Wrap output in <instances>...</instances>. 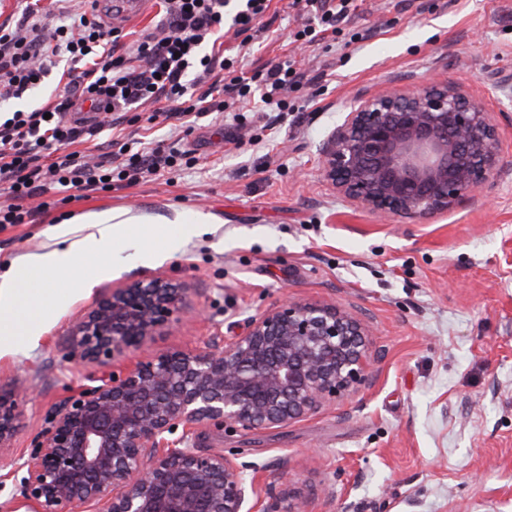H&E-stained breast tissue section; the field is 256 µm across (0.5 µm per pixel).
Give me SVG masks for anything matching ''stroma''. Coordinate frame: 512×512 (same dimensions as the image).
Instances as JSON below:
<instances>
[{"label":"stroma","mask_w":512,"mask_h":512,"mask_svg":"<svg viewBox=\"0 0 512 512\" xmlns=\"http://www.w3.org/2000/svg\"><path fill=\"white\" fill-rule=\"evenodd\" d=\"M298 17L279 13L280 37L245 71L294 59L309 83L294 112H204L178 131L127 113L84 154L177 139L192 164L133 186L57 192L35 223L0 229V277L13 262L54 249L53 227L113 209L140 228L182 240L154 262L119 247L109 275L83 260L89 289L53 308L33 338L0 354V389L21 415L0 450V512L20 496L16 461L51 411L86 382L72 326L135 280L186 284L191 308L135 357L223 348L251 318L283 300L356 311L369 329L372 376L314 415L274 429L196 428L195 448L237 452L261 490L308 498L311 512H512V0H362L336 35L340 50L289 45ZM452 84L490 113L502 172L454 210L411 222L381 217L336 195L319 146L360 97ZM208 215L206 224L177 216Z\"/></svg>","instance_id":"35a3bbf8"}]
</instances>
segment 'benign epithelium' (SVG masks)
<instances>
[{"instance_id": "obj_1", "label": "benign epithelium", "mask_w": 512, "mask_h": 512, "mask_svg": "<svg viewBox=\"0 0 512 512\" xmlns=\"http://www.w3.org/2000/svg\"><path fill=\"white\" fill-rule=\"evenodd\" d=\"M336 193L416 221L453 210L502 170L488 112L450 84L361 98L322 143ZM191 309L189 288L157 277L117 288L73 328L72 356L97 367L20 456L26 512H307L297 496L261 497L254 465L179 447L174 429L288 425L356 391L371 374L367 327L351 310L286 300L218 352L173 351L111 370ZM20 415L0 391V447Z\"/></svg>"}]
</instances>
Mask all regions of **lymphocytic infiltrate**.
<instances>
[{"instance_id": "1", "label": "lymphocytic infiltrate", "mask_w": 512, "mask_h": 512, "mask_svg": "<svg viewBox=\"0 0 512 512\" xmlns=\"http://www.w3.org/2000/svg\"><path fill=\"white\" fill-rule=\"evenodd\" d=\"M271 3L240 0L230 16L229 0H161L160 24L131 44L121 28L103 24L98 0H84L77 20L51 31L41 26L34 8L15 27L0 25L1 102L21 98L49 71L59 72L54 103L18 109L0 120V190L10 198L0 206V224L33 223L36 212L23 202L48 190L103 189L112 175L132 185L176 163L179 151L161 144L118 163L105 158L78 162L72 147L84 132L116 128L120 113L147 105L153 116L178 120L190 112L214 111L217 90L243 103L259 97L266 112L287 111L286 93L306 81L294 60L257 68L246 77L237 74L238 59L227 55L223 42L229 24L242 37L239 50H249L245 35L264 29ZM286 6L304 19L293 42L308 48L356 9L353 0H287ZM205 82L209 91L196 93ZM86 102L102 116L88 127L69 117Z\"/></svg>"}]
</instances>
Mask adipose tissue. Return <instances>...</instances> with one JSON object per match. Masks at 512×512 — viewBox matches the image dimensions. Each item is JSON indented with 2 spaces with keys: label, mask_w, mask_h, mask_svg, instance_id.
<instances>
[{
  "label": "adipose tissue",
  "mask_w": 512,
  "mask_h": 512,
  "mask_svg": "<svg viewBox=\"0 0 512 512\" xmlns=\"http://www.w3.org/2000/svg\"><path fill=\"white\" fill-rule=\"evenodd\" d=\"M88 233L79 240H70L68 228L59 227L55 236L65 246L48 253L19 259L11 275L0 278V352L10 346L13 338L26 328L24 317L29 310L59 305L69 300L72 287L80 277L74 269L78 258L98 260L100 271H108L109 257L118 244L130 237L127 219L119 211H101L87 216ZM39 268L45 276L63 275L70 282L67 288H26L22 279L31 268Z\"/></svg>",
  "instance_id": "obj_1"
}]
</instances>
